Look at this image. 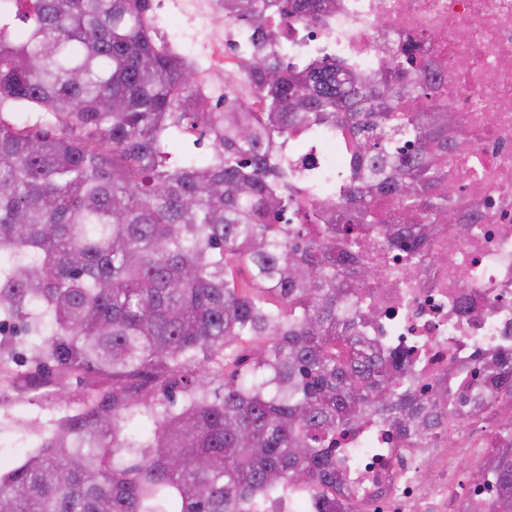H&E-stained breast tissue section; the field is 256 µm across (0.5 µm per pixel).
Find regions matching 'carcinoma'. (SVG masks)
Instances as JSON below:
<instances>
[{
  "mask_svg": "<svg viewBox=\"0 0 512 512\" xmlns=\"http://www.w3.org/2000/svg\"><path fill=\"white\" fill-rule=\"evenodd\" d=\"M229 4L256 31L251 96L226 86L213 105L155 42L152 0H0V384L84 385L0 473V512H283L290 497L363 512L336 432L375 421L422 448L512 395L511 350L479 358L489 388L461 414L363 330L382 279L365 233L417 273L454 215L440 187L462 144L452 115L418 108L440 95L427 64L398 47L373 73L285 62L268 26L290 34L336 0ZM336 130L349 162L318 175L298 136ZM174 131L212 154L173 159ZM404 137L414 152H398ZM17 336L37 373L10 371ZM495 442L474 481L496 484L486 512H512V418Z\"/></svg>",
  "mask_w": 512,
  "mask_h": 512,
  "instance_id": "carcinoma-1",
  "label": "carcinoma"
}]
</instances>
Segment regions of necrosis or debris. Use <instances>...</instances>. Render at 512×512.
<instances>
[{
  "instance_id": "necrosis-or-debris-1",
  "label": "necrosis or debris",
  "mask_w": 512,
  "mask_h": 512,
  "mask_svg": "<svg viewBox=\"0 0 512 512\" xmlns=\"http://www.w3.org/2000/svg\"><path fill=\"white\" fill-rule=\"evenodd\" d=\"M321 39L336 58H358L370 71L387 46L403 44L444 83L436 105L455 117L449 137L467 144L448 157V204L483 236L454 242L450 227H439L431 250L452 255L417 274L380 239H367L386 271L368 292L381 311L370 333L412 359L417 385L441 382L473 397L484 381L460 376V366L512 349V0H337L335 14L301 37ZM455 441L491 449L484 436L443 430L420 454L378 423L337 432L336 449L346 486L368 512H481L492 485L449 494Z\"/></svg>"
}]
</instances>
